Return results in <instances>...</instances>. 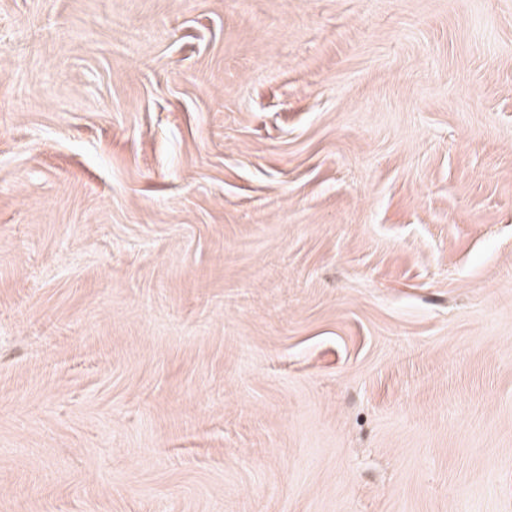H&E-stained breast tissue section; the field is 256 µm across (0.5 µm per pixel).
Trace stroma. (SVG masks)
I'll list each match as a JSON object with an SVG mask.
<instances>
[{
	"label": "stroma",
	"mask_w": 512,
	"mask_h": 512,
	"mask_svg": "<svg viewBox=\"0 0 512 512\" xmlns=\"http://www.w3.org/2000/svg\"><path fill=\"white\" fill-rule=\"evenodd\" d=\"M0 512H512V0H0Z\"/></svg>",
	"instance_id": "stroma-1"
}]
</instances>
